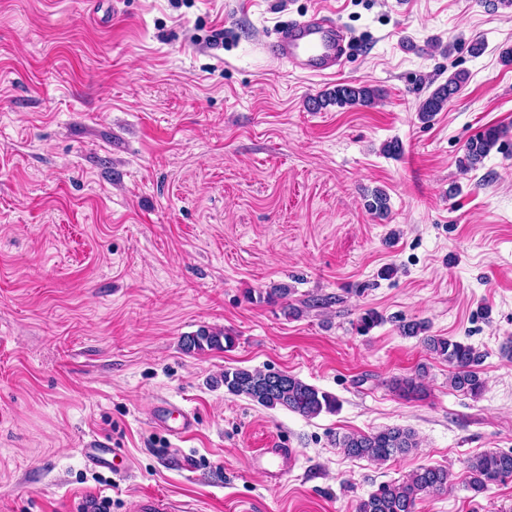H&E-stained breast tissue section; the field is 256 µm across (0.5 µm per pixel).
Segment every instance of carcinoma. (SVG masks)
Returning <instances> with one entry per match:
<instances>
[{
	"label": "carcinoma",
	"mask_w": 512,
	"mask_h": 512,
	"mask_svg": "<svg viewBox=\"0 0 512 512\" xmlns=\"http://www.w3.org/2000/svg\"><path fill=\"white\" fill-rule=\"evenodd\" d=\"M468 79V73L457 71L439 84L419 105L418 116L427 121L442 111L460 91ZM380 97V90L368 85L341 83L336 87L309 99V109L320 111L329 106L340 109L369 107ZM502 138V131L490 127L477 137L470 139L464 148V155L458 159L463 172L477 169ZM369 212L383 217L388 212L386 193L377 190L366 201ZM383 321L382 315L368 309L358 319L357 330L365 335ZM399 329L406 337H422L426 349L448 363L451 368L448 381L450 387L469 395L479 397L484 390V380L479 366L484 354L473 345L445 336L428 334L429 325L419 319L401 320ZM232 336L209 327L199 329L195 334L182 340L187 353L206 350H226L234 346ZM273 373L245 368H227L222 382L224 392L233 396H244L266 408L283 407L307 418L323 412L334 413L338 406L336 397L290 375L276 386L272 385ZM336 447L345 456L386 462L404 455L417 447L414 432L401 427H388L368 434L349 433L336 437ZM455 475L441 466H421L401 480L384 482L361 498L355 505V512H416L417 500L424 496H437L448 492L454 484ZM467 487L479 496L492 484L512 482V451H486L473 456L463 473Z\"/></svg>",
	"instance_id": "1"
}]
</instances>
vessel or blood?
<instances>
[{
  "label": "vessel or blood",
  "mask_w": 512,
  "mask_h": 512,
  "mask_svg": "<svg viewBox=\"0 0 512 512\" xmlns=\"http://www.w3.org/2000/svg\"><path fill=\"white\" fill-rule=\"evenodd\" d=\"M345 40L343 29L332 17L316 12L281 28L268 49L276 58L302 73L322 76L335 72L346 52ZM153 422L176 436L194 426L190 414L182 412L175 416L164 408L160 409ZM84 454L89 460L107 468L121 470L125 467L124 462L118 461L115 451L99 440L91 441ZM293 459L292 449L271 447L258 456L257 465L266 478L276 482L287 473Z\"/></svg>",
  "instance_id": "1"
}]
</instances>
